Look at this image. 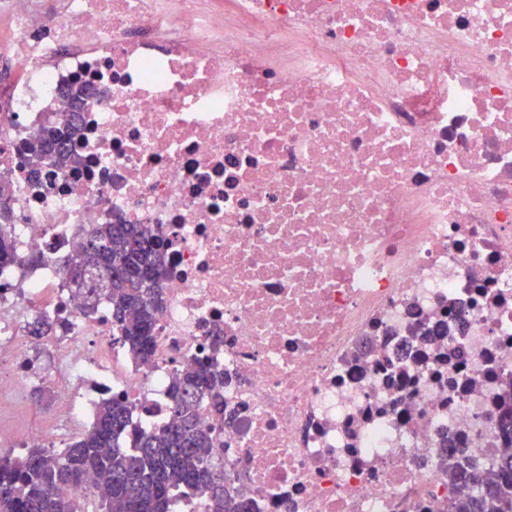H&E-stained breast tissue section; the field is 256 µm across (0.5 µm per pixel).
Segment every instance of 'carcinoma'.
Wrapping results in <instances>:
<instances>
[{"label":"carcinoma","mask_w":512,"mask_h":512,"mask_svg":"<svg viewBox=\"0 0 512 512\" xmlns=\"http://www.w3.org/2000/svg\"><path fill=\"white\" fill-rule=\"evenodd\" d=\"M73 125L45 124L29 152L37 163L57 168L78 163ZM38 262L22 258L0 224V267ZM67 286L80 298L86 316L101 300L110 304L113 342L136 361H150L157 316L163 308L160 280L165 271L162 241L141 224H98L81 251L63 261ZM59 323L38 317L31 336L52 335ZM171 416L148 431L133 422L135 403L103 396L94 421L63 451L32 448L20 458L0 456V512H84L80 499L90 492L100 512H172L180 497H203L209 512H247V504L224 488V473L212 463L211 436L198 424L200 399L224 410V374L209 363L177 371L169 391ZM505 442L498 479L473 495L455 499V512H512V413L504 416ZM128 434L133 450L120 447Z\"/></svg>","instance_id":"carcinoma-1"}]
</instances>
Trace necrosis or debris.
Returning a JSON list of instances; mask_svg holds the SVG:
<instances>
[{"instance_id": "necrosis-or-debris-1", "label": "necrosis or debris", "mask_w": 512, "mask_h": 512, "mask_svg": "<svg viewBox=\"0 0 512 512\" xmlns=\"http://www.w3.org/2000/svg\"><path fill=\"white\" fill-rule=\"evenodd\" d=\"M0 185L39 265L0 267V394L43 352L61 448L94 403L165 422L175 371L224 374L202 425L249 512H450L495 478L512 407V0H0ZM89 89L77 114L58 96ZM78 166L30 176L47 122ZM98 224L165 246L151 360L64 285ZM58 320L29 336L36 312Z\"/></svg>"}]
</instances>
